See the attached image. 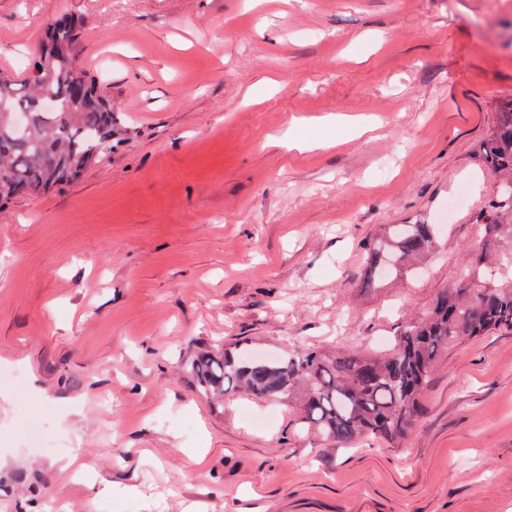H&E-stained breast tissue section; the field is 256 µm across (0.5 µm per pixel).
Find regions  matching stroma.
<instances>
[{
	"mask_svg": "<svg viewBox=\"0 0 512 512\" xmlns=\"http://www.w3.org/2000/svg\"><path fill=\"white\" fill-rule=\"evenodd\" d=\"M50 13L122 140L0 209V512H512L511 329L449 347L390 444L336 447L183 369L382 355L458 286L512 0H0V69ZM419 221L437 252L374 276L369 243Z\"/></svg>",
	"mask_w": 512,
	"mask_h": 512,
	"instance_id": "stroma-1",
	"label": "stroma"
}]
</instances>
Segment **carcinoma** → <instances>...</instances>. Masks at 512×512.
<instances>
[{
    "instance_id": "1",
    "label": "carcinoma",
    "mask_w": 512,
    "mask_h": 512,
    "mask_svg": "<svg viewBox=\"0 0 512 512\" xmlns=\"http://www.w3.org/2000/svg\"><path fill=\"white\" fill-rule=\"evenodd\" d=\"M45 29L30 72H0L1 207L78 179L112 150V103L76 61L74 23L51 15ZM491 111L480 157L497 186L477 213L484 243L472 254L462 287L441 293L428 317L402 325L383 356L304 349L263 361L205 352L185 366L198 390L222 396L239 388L271 400L298 395L301 423L341 445L403 437L421 414L422 396L448 347L512 329V284H493L499 267L490 260L491 247L512 243V101ZM437 247L436 225L396 224L369 246L367 260L376 272L396 274Z\"/></svg>"
}]
</instances>
